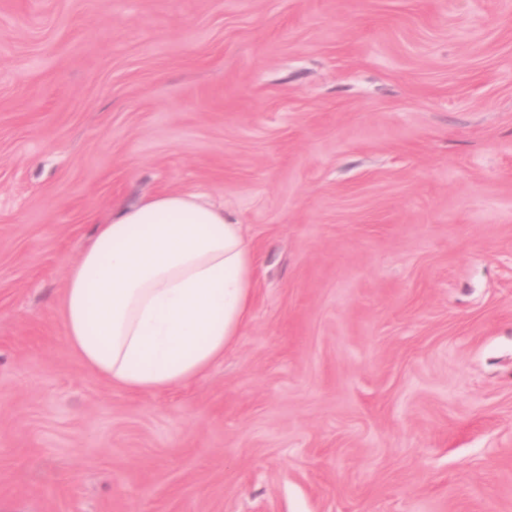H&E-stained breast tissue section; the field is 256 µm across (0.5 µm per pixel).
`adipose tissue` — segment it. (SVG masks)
I'll return each instance as SVG.
<instances>
[{
    "label": "adipose tissue",
    "instance_id": "ef3b65f1",
    "mask_svg": "<svg viewBox=\"0 0 512 512\" xmlns=\"http://www.w3.org/2000/svg\"><path fill=\"white\" fill-rule=\"evenodd\" d=\"M255 284L252 247L223 207L181 191L117 204L68 270L65 339L112 386L168 391L223 361Z\"/></svg>",
    "mask_w": 512,
    "mask_h": 512
}]
</instances>
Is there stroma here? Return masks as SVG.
I'll return each mask as SVG.
<instances>
[{
	"mask_svg": "<svg viewBox=\"0 0 512 512\" xmlns=\"http://www.w3.org/2000/svg\"><path fill=\"white\" fill-rule=\"evenodd\" d=\"M172 190L252 317L132 393L58 302ZM0 512H512V0H0Z\"/></svg>",
	"mask_w": 512,
	"mask_h": 512,
	"instance_id": "1",
	"label": "stroma"
}]
</instances>
